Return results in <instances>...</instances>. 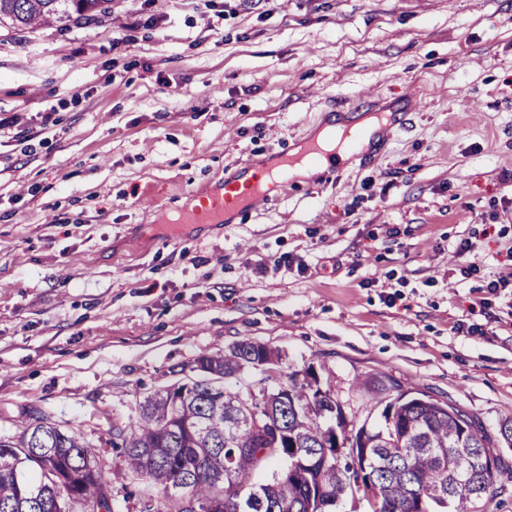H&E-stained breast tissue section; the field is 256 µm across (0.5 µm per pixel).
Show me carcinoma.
I'll return each mask as SVG.
<instances>
[{"label": "carcinoma", "mask_w": 512, "mask_h": 512, "mask_svg": "<svg viewBox=\"0 0 512 512\" xmlns=\"http://www.w3.org/2000/svg\"><path fill=\"white\" fill-rule=\"evenodd\" d=\"M112 12V0H0V25L37 30L94 21ZM274 351L244 340L229 352L201 355L191 367L190 387L179 403L167 389L147 396L139 419L112 427V447L124 465L147 481L154 512H182L188 494L201 512H335L353 493L351 474L364 473L368 512H477L476 502L494 492L509 468L495 448H512V415L492 439L467 412L421 392L403 391L392 378L362 382L382 406V428L366 425L345 435L347 416L330 393L305 379L259 393L236 391L225 382ZM267 406L275 428L260 430L246 411ZM349 447L364 449L357 463L318 459L335 432ZM298 448V455L286 452ZM284 461L296 465L297 480L257 478ZM92 449L75 432L35 418L18 441L0 440V512H111L109 490L94 465Z\"/></svg>", "instance_id": "obj_1"}]
</instances>
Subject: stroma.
<instances>
[{
    "mask_svg": "<svg viewBox=\"0 0 512 512\" xmlns=\"http://www.w3.org/2000/svg\"><path fill=\"white\" fill-rule=\"evenodd\" d=\"M366 91L420 106L357 163L230 224L158 222ZM511 272L512 0H112L64 34L0 29V437L81 434L112 512L145 486L111 426L246 339L279 363L236 385L311 368L377 427L359 383L387 375L497 434L512 285L482 300Z\"/></svg>",
    "mask_w": 512,
    "mask_h": 512,
    "instance_id": "stroma-1",
    "label": "stroma"
}]
</instances>
